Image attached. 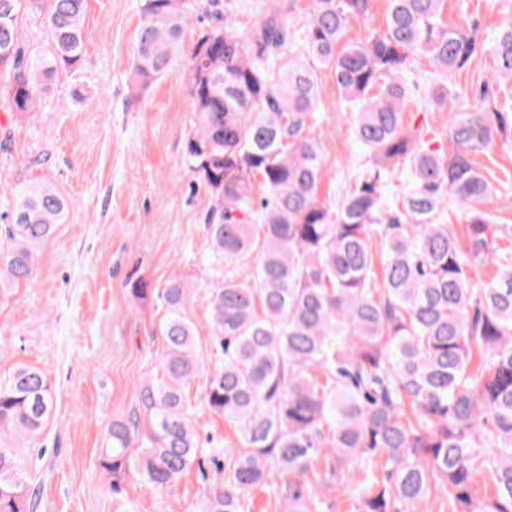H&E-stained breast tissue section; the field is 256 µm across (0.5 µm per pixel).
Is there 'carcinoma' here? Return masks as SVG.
Returning <instances> with one entry per match:
<instances>
[{
  "mask_svg": "<svg viewBox=\"0 0 512 512\" xmlns=\"http://www.w3.org/2000/svg\"><path fill=\"white\" fill-rule=\"evenodd\" d=\"M443 0H388L385 28L342 44L349 17L369 0H312L306 57L287 56L292 3L262 12L242 32L230 10L201 37L185 76L196 131L185 160L209 197L204 231L212 256L233 267L256 258L253 282L224 275L211 299L218 364L207 371L205 408L238 424L241 447L202 512H245L246 496L276 468L288 476L285 512H319L305 485L320 459L377 460L345 479L359 487V512H416L430 495L452 512H512V253L498 240L512 227L485 208L489 181L472 155L512 131V113L490 106L449 120L448 148L427 130L404 129L412 97L403 80L419 54L451 77L484 51L495 77L512 81V26L492 39L478 24L448 28ZM44 15L49 47L32 53L18 27L22 4ZM190 0H140L130 87L142 91L173 65ZM86 0H0V79L7 109L34 111L60 70L83 60ZM331 69L357 105L353 133L368 161L336 208L318 196L323 158L309 135L319 100L317 67ZM410 163L407 188L389 197L393 161ZM263 177L267 193L253 194ZM463 205L466 241L438 223L448 202ZM65 211L50 184L23 189L3 229L0 284H29L37 257ZM264 242L255 251L254 226ZM382 245L384 287L371 274L370 240ZM497 259L494 281L470 288L471 270ZM185 285L163 288L157 375L138 395L140 411L113 422L99 467L119 485L134 471L174 487L202 448L185 387L203 371ZM44 373L20 366L0 376V512H24L27 484L7 433L34 435L53 409ZM484 474L494 499L474 500Z\"/></svg>",
  "mask_w": 512,
  "mask_h": 512,
  "instance_id": "cac0c4a2",
  "label": "carcinoma"
}]
</instances>
